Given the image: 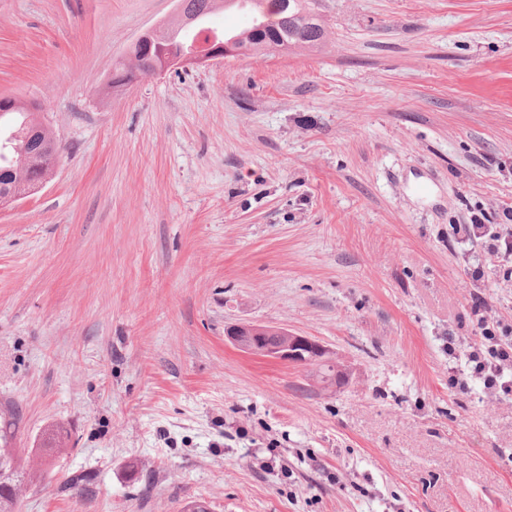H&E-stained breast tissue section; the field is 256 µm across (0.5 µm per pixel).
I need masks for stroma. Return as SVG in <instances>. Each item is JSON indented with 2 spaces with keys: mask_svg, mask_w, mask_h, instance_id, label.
<instances>
[{
  "mask_svg": "<svg viewBox=\"0 0 512 512\" xmlns=\"http://www.w3.org/2000/svg\"><path fill=\"white\" fill-rule=\"evenodd\" d=\"M318 12L319 46L106 97L176 0H0V98L61 155L0 208V404L25 461L69 434L20 512H512V398L448 386L474 287L512 323V257L464 231L512 207V0ZM240 323L322 343L346 383ZM229 335L239 348L277 361L306 363V359L300 360L306 351L315 353L320 359L331 355L326 346L307 336L260 325L240 324L235 326Z\"/></svg>",
  "mask_w": 512,
  "mask_h": 512,
  "instance_id": "stroma-1",
  "label": "stroma"
}]
</instances>
